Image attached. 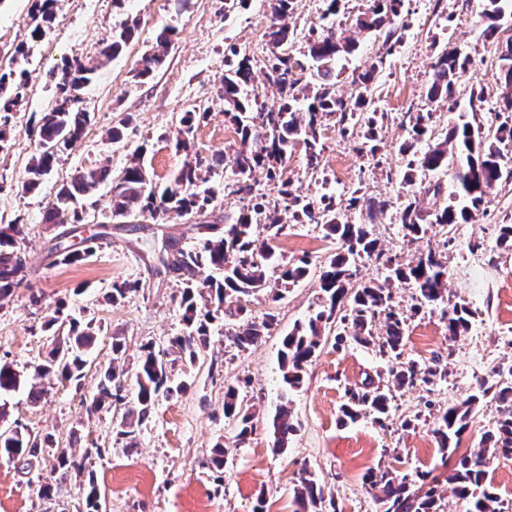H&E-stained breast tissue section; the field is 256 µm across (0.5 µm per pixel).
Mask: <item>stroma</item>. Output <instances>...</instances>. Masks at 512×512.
Returning a JSON list of instances; mask_svg holds the SVG:
<instances>
[{
  "mask_svg": "<svg viewBox=\"0 0 512 512\" xmlns=\"http://www.w3.org/2000/svg\"><path fill=\"white\" fill-rule=\"evenodd\" d=\"M33 5L34 0H0V66L8 65L15 46L27 39ZM400 11L408 26L393 54H384L381 37L361 34L355 52L337 65V88L347 96L356 91L359 75L378 64L374 101L389 115L379 138L383 157L392 161L391 170L375 168L371 158L358 152L356 139L341 137L330 128L323 135L321 174H307L302 152H294L288 163L300 193L317 198L331 192L342 199L348 188L360 187L368 197L393 204L411 194L403 179L408 158L400 151L407 136L404 114L428 107L424 91L431 63L441 49H456L470 58L456 85L455 101L468 108L472 91L485 89L478 118L484 126L497 127L502 94L493 82L500 65L498 43L482 34L478 0H442L436 7L430 0H402ZM269 18L266 0H239L235 5L228 0H58L51 33L37 45L29 65L26 102L12 121L10 147L0 152V224L20 221L26 234V280L14 297L0 302V358L30 377L52 343L43 330L44 317L60 303L74 316L94 320L101 332L80 384L53 382L37 405L29 402L26 389H19L7 398L9 419L52 434L60 445L85 456L86 469L99 486L101 512H253L260 497L266 512H294L293 488L304 470L324 485L340 512H381L366 491L365 476L371 467L391 464L403 473L435 471L440 512H464L452 484L444 480L446 471L432 435L434 418L424 409L422 388L396 391L386 426L368 417L342 422L346 389L362 384L366 375L387 370L386 361L372 349L348 337L340 341L335 335L325 336L306 369L302 388L285 392L279 369L281 342L317 307L314 275L276 303L263 292L244 298L242 304L253 317L276 309L275 328L245 351L232 347L223 330L214 329L206 354L213 367H195L186 392L160 398L135 440L118 434L122 408L86 411L100 371L112 357L113 337H124L127 357L133 361L141 345L161 346L178 334L179 284L154 264L153 254L166 241L191 248L196 232L188 220L162 226L146 213L113 222L112 186L105 183L79 208L84 223L111 226L112 235L99 241L86 261L65 265L49 252L60 228L44 223V212L58 185L75 171L105 159L113 171H120L128 153L143 144L148 147L154 184L167 183L186 160L170 138L183 113L194 109L208 112L196 124L194 151L206 157L231 154L235 134L224 120L219 97L224 51L235 46L252 59L255 70H262L269 54ZM132 20L138 25L136 38L118 57L101 63L81 94L90 116L82 139L61 154L37 189L22 192L38 141L31 121L54 106L63 58L80 55L96 60L113 31ZM168 25L176 34L163 67L148 80L137 79L136 62ZM125 118L130 124L123 140L112 142L110 131ZM505 219L512 221V184L493 188L478 222L457 225L452 231L454 241L447 247L449 299L472 310L468 332L449 341L437 309H423L408 325L405 359L427 363L440 358L448 363V380L433 396L437 406L462 401L493 368L512 362V253L495 246L498 226ZM347 220L370 224L386 251L402 262L443 245L444 235L437 227L408 244L392 208L372 215L361 206L348 211ZM473 241L482 243V250L470 252ZM276 245L282 255L306 257L315 265L339 247L312 224L288 226ZM124 280L139 282L140 291L109 302L113 283ZM236 378L248 380L247 400L260 410L254 433L241 445L224 416V382ZM284 401L291 408L295 432L287 448L280 450L273 446L272 419ZM219 443L231 449L220 476L210 464ZM51 464L47 458L23 472L0 456V512H61L65 507L81 512L82 476L71 475L58 499L42 497L40 488L49 480Z\"/></svg>",
  "mask_w": 512,
  "mask_h": 512,
  "instance_id": "stroma-1",
  "label": "stroma"
}]
</instances>
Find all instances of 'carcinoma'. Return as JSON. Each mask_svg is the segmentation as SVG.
I'll use <instances>...</instances> for the list:
<instances>
[{"label": "carcinoma", "instance_id": "1", "mask_svg": "<svg viewBox=\"0 0 512 512\" xmlns=\"http://www.w3.org/2000/svg\"><path fill=\"white\" fill-rule=\"evenodd\" d=\"M401 0H364V8L354 19L360 32L384 36L386 52L401 43L405 25L399 22ZM480 13L485 34L492 38L502 27L505 17H512V0H482ZM56 0H35L32 26L27 40L14 50L17 67L0 70V152L8 148L9 124L25 101L29 83L30 64L35 46L51 29ZM321 22L303 33L291 28L286 18L294 10V0H269L272 14L266 37L270 55L264 64L262 84L274 87L280 94L275 110L260 108L255 90V73L250 58L232 55L224 73V116L238 137V148L228 157H201L194 154L177 171L160 193L152 187L150 172L144 163L143 149L127 155L119 173L112 171L109 162L90 169L76 171L70 180L57 190L44 222L47 224H79L82 215L76 204L91 195L101 184H112V217L128 216L135 211L147 212L165 224L174 218L200 216L214 201L208 186L209 174L220 168L234 176L237 191L251 192L250 181L255 171H265L266 178L277 188L275 194L252 196V204L236 216H224V224L210 225V232L197 234L190 250L173 248L158 256V260L178 278L179 308L182 311V333L160 349L149 342L140 347L134 379L135 399L128 405L120 424L119 434L135 437L137 429L149 417L162 396H170L185 388L184 381L174 379L173 369L193 367L205 353L211 324L216 315L224 317V338L238 350L254 345L276 324L274 311L262 319L250 317L241 301L245 297L269 290L272 300L283 298L288 288L306 279L310 263L304 259L288 261L277 254L276 242L290 224H316L325 232L324 238L342 241V250L331 255L318 270L320 288L318 309L303 322L297 323L283 340L280 368L285 390L303 385L305 367L311 361L325 333L333 328L352 336L359 345L373 348L391 362V384L375 383L370 376L362 386L353 389L341 406L343 419L352 422L368 414L379 424L388 419L394 391L417 385L431 394L448 378V365L435 359L428 364L404 361V338L411 320L425 305L442 307L448 340L454 341L469 330L473 312L463 304H449L448 265L443 254L433 249L416 259L402 263L388 255L379 239L365 224L344 220L345 211L365 203L370 209L383 211L384 201L367 199L361 188L350 192L345 206L336 204L334 195L323 194L309 198L294 188L287 175L288 161L296 147L305 156L306 171L317 174L322 168L321 138L332 125L342 136L362 130L359 150L376 157L380 151L377 132L384 113L372 107L371 83L377 66L360 75L357 94L344 97L336 93V62L340 56L351 54L356 43L345 36V30L334 25V17L345 9L343 0H324ZM136 23H125L104 45L99 56L110 59L118 55L136 35ZM174 28H164L136 67V77L145 80L165 61ZM301 44L300 54L306 58L315 83H301L296 77L295 61L284 49ZM503 65L496 73V82L510 89L500 98V110L508 115L494 133L485 131L479 121H449L441 128L434 125L433 113H409L407 139L401 152L410 156L404 179L416 182V173H438L453 167V186L449 201L429 211L421 207L417 196L401 202L396 208V222L404 237L413 243L429 228L439 226L452 231L457 224H472L484 214L482 206L488 193L497 185L512 181V159L504 149L512 143V38L500 55ZM466 70V61L459 52L446 49L438 53L432 64L426 98L430 103L448 102V111L456 103L453 89L456 80ZM96 66L78 56L64 59L62 78L57 83L55 106L38 121V147L27 166V179L22 189H36L48 174L60 153L82 138L89 121L88 113L79 108V93L92 81ZM207 112H187L180 119L174 137V147L192 152L196 121ZM424 143L426 147L418 148ZM24 225H0V301L6 300L23 285L24 261L20 243L24 240ZM102 239L98 233L84 239L82 249L66 247L56 252L63 264L86 260L94 252V244ZM366 258L386 270L383 281L351 283V267L356 260ZM204 269L210 274L201 276ZM279 272L277 287H268V271ZM408 284L414 290L416 304L404 312L394 305L392 284ZM139 291L138 282L122 281L112 285L110 298L118 302ZM44 325L53 332L55 341L44 361L33 368L28 399L41 400L45 393L42 381L55 378L61 382H80L87 365L85 356L96 341L92 322L85 324L71 317L64 307H56L46 316ZM126 345L119 336L112 337V361L98 383L89 410L100 411L126 400L124 383ZM22 385L19 374L8 362L0 363V398L18 390ZM244 385L239 380L224 381V417L236 423L235 444L245 443L253 433L258 414L242 396ZM500 403L496 425L484 433L481 449L470 454H458V442L466 431L469 419L488 392ZM8 416L6 404H0V454L30 466L41 459L48 449L53 454L55 478L41 488L47 499L55 496L71 473H81L83 465L66 448L55 447L52 435L30 431L18 434L1 425ZM274 447L288 446L295 432L287 404H282L272 420ZM442 454L441 465L450 468L448 481L454 484V494L468 502L467 512H483V503L495 505L502 512L500 500L487 483V466L494 458L512 455V364L493 370L492 382H481L473 394L458 404L448 406L436 415L432 430ZM369 489L375 491L376 501L383 512H439L437 487H424V473L398 474L387 467L371 469L366 477ZM86 512H99V488L93 475H88L83 488ZM296 512H338L336 501L325 497L324 487L311 472L302 470L294 489Z\"/></svg>", "mask_w": 512, "mask_h": 512}]
</instances>
